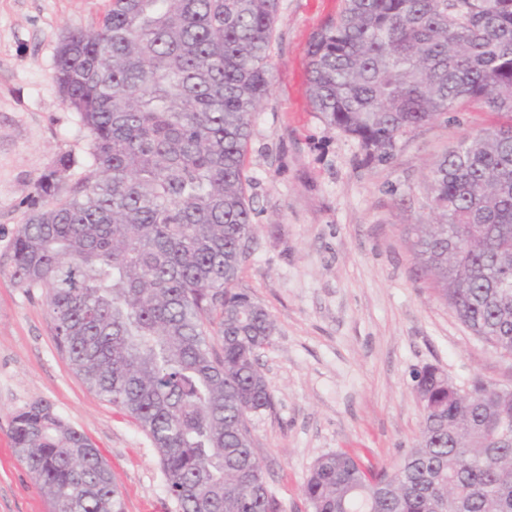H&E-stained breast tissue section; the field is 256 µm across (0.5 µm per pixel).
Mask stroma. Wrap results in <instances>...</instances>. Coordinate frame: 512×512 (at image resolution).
Here are the masks:
<instances>
[{
    "mask_svg": "<svg viewBox=\"0 0 512 512\" xmlns=\"http://www.w3.org/2000/svg\"><path fill=\"white\" fill-rule=\"evenodd\" d=\"M343 0H280L272 84L252 117L244 160L257 230L237 283L276 323L261 367L272 404L249 418L252 448L282 512H309L313 462L339 449L393 466L419 434L413 373L438 367L460 387L512 386V357L473 336L433 293L407 243L431 218L427 183L448 149L499 116L465 108L403 135L364 164L354 139L314 112L308 49ZM107 0H0V512H52L12 452L13 414L44 400L83 431L112 470L125 512H178L158 451L127 414L91 390L56 348L40 291L10 276L26 201L60 157L77 180L89 137L61 100L55 56L65 29Z\"/></svg>",
    "mask_w": 512,
    "mask_h": 512,
    "instance_id": "stroma-1",
    "label": "stroma"
}]
</instances>
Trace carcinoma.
<instances>
[{
    "label": "carcinoma",
    "mask_w": 512,
    "mask_h": 512,
    "mask_svg": "<svg viewBox=\"0 0 512 512\" xmlns=\"http://www.w3.org/2000/svg\"><path fill=\"white\" fill-rule=\"evenodd\" d=\"M280 0H109L56 54L63 103L90 136L38 180L11 277L41 291L57 349L157 448L180 512H280L251 447L271 406L259 354L276 325L235 288L253 238L243 164L271 83ZM315 111L383 162L397 138L465 106L508 122L461 140L430 177L434 224L414 259L438 298L512 355V0H345L313 39ZM218 334L221 351L210 344ZM423 422L392 469L319 456L311 512H512V387L413 374ZM11 444L53 512H124L88 436L46 401L12 418Z\"/></svg>",
    "instance_id": "carcinoma-1"
}]
</instances>
